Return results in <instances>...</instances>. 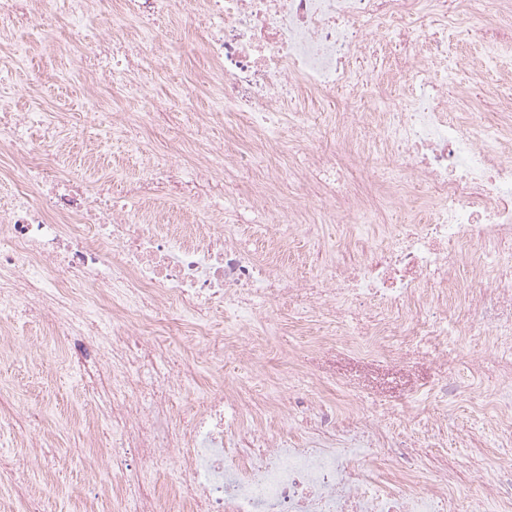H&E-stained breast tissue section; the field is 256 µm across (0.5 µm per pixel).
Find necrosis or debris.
<instances>
[{"mask_svg":"<svg viewBox=\"0 0 512 512\" xmlns=\"http://www.w3.org/2000/svg\"><path fill=\"white\" fill-rule=\"evenodd\" d=\"M59 0H0V62H18L15 31L29 26L52 38ZM102 0H68V44L88 66L91 114L110 124L148 160L141 177L113 186L66 171L51 148L55 123L35 109H16V92L0 88V153L16 158L5 175L14 186L0 211V309L22 308L64 338L80 367H95L107 389L99 417L110 419L121 447L146 460L125 480L113 512H477L462 499L443 461L407 450L370 459L365 436L383 432L340 399L292 389L279 378L260 396L215 383L197 386L200 365L250 351L272 336L284 307L299 321L310 313L341 325L374 311L364 338L346 344L361 357L394 358L399 343H447L479 331L490 357L512 351V285L465 288L462 256L512 263V96L477 91L481 72L512 41V0H119L115 32L137 51L116 57L103 35ZM493 12L482 57L458 54L472 17ZM192 17L204 52L217 64L219 104L242 154L264 174L260 205L270 217L267 259L243 242L247 219L223 205L238 190L236 162L176 124V143L148 147L144 132L159 112L116 123L93 92L140 97L153 43L172 16ZM401 104L368 112L364 104L388 87ZM342 91L329 131L302 108ZM189 145L176 162L177 142ZM371 162V183L388 203L418 209L425 221L381 223L372 198L353 174ZM223 171L222 186L213 174ZM198 202L194 223L164 224L157 201ZM341 225L344 243L370 225L389 244L362 248L342 268L323 225ZM309 238L323 260L309 277L289 272L282 249L289 231ZM458 297L457 315L448 301ZM224 313V337L212 339L213 313ZM193 337L190 357L160 343L171 321ZM308 412L305 445L259 433L255 415ZM161 470L188 474L157 495Z\"/></svg>","mask_w":512,"mask_h":512,"instance_id":"obj_1","label":"necrosis or debris"}]
</instances>
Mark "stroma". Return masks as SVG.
<instances>
[{"label": "stroma", "instance_id": "1", "mask_svg": "<svg viewBox=\"0 0 512 512\" xmlns=\"http://www.w3.org/2000/svg\"><path fill=\"white\" fill-rule=\"evenodd\" d=\"M154 54L157 67L145 73L140 99L99 93L100 107L113 118L145 111L151 105L170 109L174 90L192 88L194 76L210 67L194 25L180 17L173 18L157 38ZM23 59L10 74L11 84L21 92L19 107L42 105L60 114L63 128L82 131L78 139L56 143L66 169L91 178L138 177L144 155L109 138L85 112L79 59L64 44L52 47L40 42L28 43ZM323 324L320 317L309 322L289 319L273 337L272 350L265 357L246 353L226 357L216 365H202L199 382L207 386L221 376L259 389L291 367L296 368L299 382L337 380L347 387L352 403L388 436L387 442L370 448V455L383 456L388 444L407 438L413 456L446 458L464 497H475V475L490 481L512 468V453L502 430L492 428L469 408L433 409V429L425 436L419 434L413 417L392 410L393 404L416 389L472 369L481 376L480 386L471 392L472 401L488 403L498 389L500 373L481 336L473 333L461 344L437 350L407 343L399 347L394 361L378 356L362 359L341 343L310 353L304 340L319 333ZM0 328L7 331L15 349L13 355L0 357V393L13 407L12 430L0 438V462L12 475L11 480L0 482V512H20L34 494L53 512H112L120 488L108 480L101 466L114 457L126 462L128 469H137L141 463L138 449L113 447L111 429L91 418L88 391L71 370L65 344L52 340L44 321L22 310L5 312L0 313ZM35 438L47 442L36 455L28 448Z\"/></svg>", "mask_w": 512, "mask_h": 512}]
</instances>
